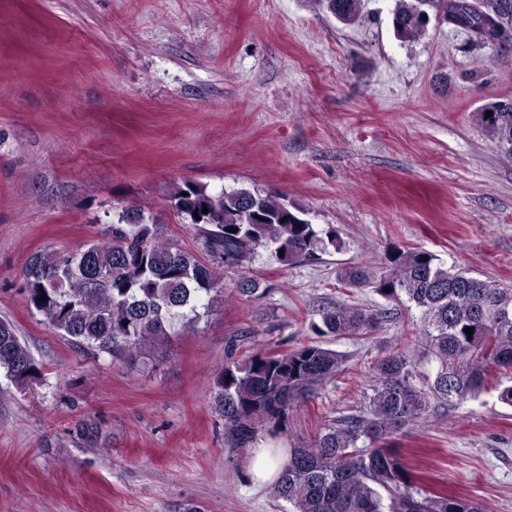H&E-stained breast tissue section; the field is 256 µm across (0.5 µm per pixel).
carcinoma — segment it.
I'll return each mask as SVG.
<instances>
[{"label": "carcinoma", "mask_w": 512, "mask_h": 512, "mask_svg": "<svg viewBox=\"0 0 512 512\" xmlns=\"http://www.w3.org/2000/svg\"><path fill=\"white\" fill-rule=\"evenodd\" d=\"M343 24L359 16L361 0H324ZM468 33L474 45L512 55V0H396L395 33L419 38L430 13ZM481 122L501 152L512 158V99L489 107ZM173 212L197 229L211 261L238 267L264 248L288 265L317 253L339 251L336 230H318L306 212L245 188L212 191L198 182L173 187ZM258 215L241 223L245 210ZM235 232H230V228ZM387 271L370 277L345 272L351 288L369 287L396 304L420 309L425 347L438 363L435 377L418 371L405 347L374 370L367 415L328 419L307 442L288 449V463L273 495L290 512H488L470 499L418 487L397 448L395 434L435 404L453 406L478 397L491 373L512 371V288L445 267L420 248L394 247ZM223 275L178 242L144 209L130 207L106 223L104 240L74 251L43 250L27 260L22 291L28 306L62 336L114 360H149L175 330H187L208 313ZM46 295L47 299L39 300ZM312 323L319 336H354L376 318L346 306L323 309ZM473 328L468 335L465 328ZM342 370V359L319 343L291 351L257 348L244 359L227 348L215 379L214 403L224 417V439L243 448L260 433L278 439L290 413ZM0 372L19 387L41 376L39 363L0 320Z\"/></svg>", "instance_id": "cac0c4a2"}]
</instances>
